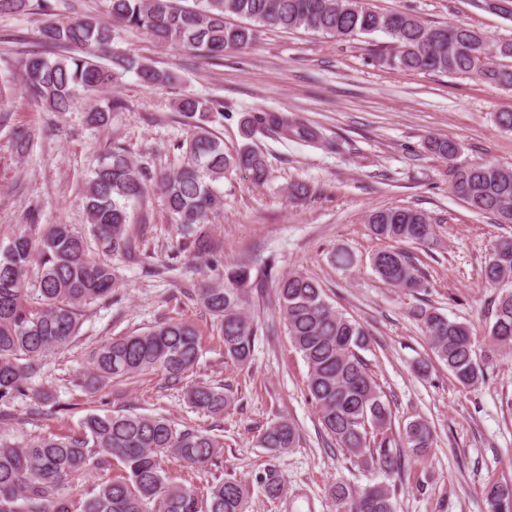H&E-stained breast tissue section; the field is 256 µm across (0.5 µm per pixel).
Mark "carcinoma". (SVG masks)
Returning <instances> with one entry per match:
<instances>
[{
	"instance_id": "obj_1",
	"label": "carcinoma",
	"mask_w": 512,
	"mask_h": 512,
	"mask_svg": "<svg viewBox=\"0 0 512 512\" xmlns=\"http://www.w3.org/2000/svg\"><path fill=\"white\" fill-rule=\"evenodd\" d=\"M179 7L175 0H102L101 13L75 15L66 21L51 18L55 7L40 0L50 16L42 28L44 42L66 48L50 60L26 53L17 61L24 90L47 111L69 112L82 95L103 91L135 73L144 86L171 82V73L138 59L106 54L110 26L117 23L142 31L161 45H179L210 59L227 50L244 49L258 39L259 28L306 29L340 40L384 33L396 52L385 58L393 68L448 75L470 74L501 89L512 90V39L488 47L473 28L428 25L406 12H381L367 0H193ZM31 0H0V14L30 10ZM126 107L111 98L104 107L86 113L87 122L102 126L110 114ZM188 131L176 145L177 166L159 175L171 220L181 235L180 247L197 257L211 253L213 243L206 218L221 210L219 184L228 175L243 174L253 184L269 177L264 156L248 140L274 133L305 143L324 142L323 133L282 112L250 113L243 120L247 142L234 151L212 124L224 116L217 100L188 95L178 103ZM27 127L13 132L15 152L24 156L34 143ZM427 149L448 160L451 188L477 214H492L501 224H512V167L459 161L461 145L451 138L434 137ZM150 176L139 168L126 148L112 151L91 168L85 207L87 231L70 224H48L39 231L16 233L0 248V403L28 397L35 405L49 399L46 391L30 386L46 356L65 349L77 336L81 306L112 295L116 275L111 264L89 255V240L110 254L137 258L136 241L127 233L129 208L148 193ZM372 233L395 243L428 246L435 239L431 218L410 207H391L367 217ZM372 265L391 286L414 291L421 281L406 253L381 250ZM486 282L512 283V239L495 244L484 268ZM251 285L248 265L224 266L207 280L196 296L217 323L224 341V357L236 364L252 355L258 326L243 311L244 293ZM279 312L293 348L308 367L306 387L323 428L349 458L371 464L385 477L401 471L400 454L387 432L392 410L360 352L370 345L365 328L337 312L317 280L290 273L278 282ZM437 357L454 380L470 388L485 379L474 358L476 336L470 326L427 307L414 309ZM488 339L490 352L512 353V290L499 299ZM199 341L193 325L164 320L149 330L108 338L89 354V386L93 389L115 378L143 371H161L179 382L198 359ZM189 405L203 413L219 414L229 404L224 387L198 383L186 391ZM403 445L417 457L433 446L432 430L422 419L404 429ZM273 452L299 443L295 426L286 419L272 423L261 435ZM224 442L192 428L179 430L158 415L95 414L84 417L79 433L37 436L14 442L0 440V512H247L249 489L236 478L211 484L206 496L169 481L161 468L167 456L188 467H205L221 454ZM117 459L124 474L104 482L86 497L74 499L66 489L89 466L93 454ZM269 498H277L284 482L274 471L261 479ZM330 496L343 512H397L394 492L378 483L351 492L343 484ZM489 512H512V484L495 483L486 493Z\"/></svg>"
}]
</instances>
